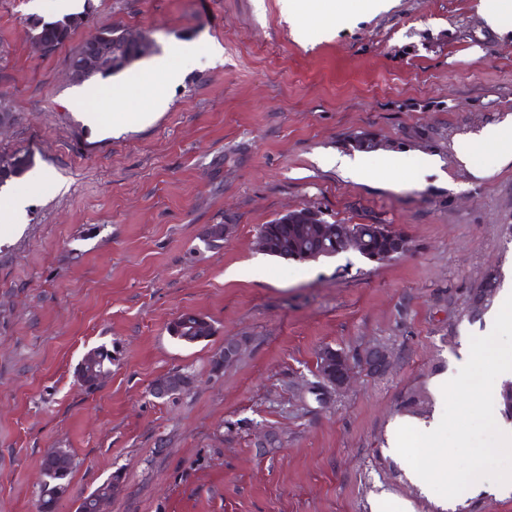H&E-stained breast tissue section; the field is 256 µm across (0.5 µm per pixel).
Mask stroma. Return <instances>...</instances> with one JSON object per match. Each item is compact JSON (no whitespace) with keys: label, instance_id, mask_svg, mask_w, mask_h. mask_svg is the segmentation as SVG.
I'll use <instances>...</instances> for the list:
<instances>
[{"label":"stroma","instance_id":"35a3bbf8","mask_svg":"<svg viewBox=\"0 0 512 512\" xmlns=\"http://www.w3.org/2000/svg\"><path fill=\"white\" fill-rule=\"evenodd\" d=\"M0 0V512H38L44 454L74 459L56 512L110 476L109 512H512L475 491L512 471L492 357L484 386L456 378L460 348L499 294L473 310L488 270L512 283V164L460 137L512 116V35L489 32L479 0H393L388 11L295 37L279 0ZM87 21L46 52L35 25ZM141 30L155 54L220 42L222 60L166 83L146 59L107 78H72L69 60L105 28ZM142 73L140 82L130 72ZM166 105L154 111L152 97ZM96 123H89L88 114ZM369 135L367 175L319 165ZM436 166L419 170L422 158ZM29 193L10 223L6 192ZM308 208L341 224H384L411 250L373 263L349 251L292 261L256 247L260 225ZM224 227L209 246L203 232ZM207 317L208 340L168 331ZM228 336L247 344L214 369ZM112 348L93 391L75 367ZM387 370L336 390L320 352L373 346ZM180 372L190 387L149 389ZM440 416L436 437L421 429ZM405 422L404 453L389 446ZM443 461L421 490L413 465ZM205 324L206 327H203ZM171 336L186 345H193L214 336L215 328L206 317L197 314H183L169 324ZM199 338H202L199 340Z\"/></svg>","mask_w":512,"mask_h":512}]
</instances>
